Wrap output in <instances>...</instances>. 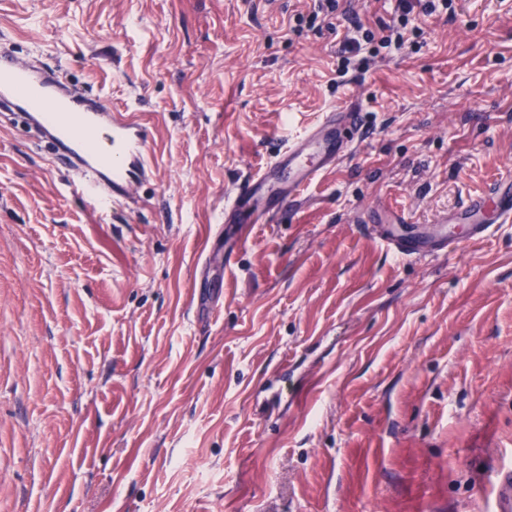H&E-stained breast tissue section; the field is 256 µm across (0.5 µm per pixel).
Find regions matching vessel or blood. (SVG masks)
Masks as SVG:
<instances>
[{
	"mask_svg": "<svg viewBox=\"0 0 512 512\" xmlns=\"http://www.w3.org/2000/svg\"><path fill=\"white\" fill-rule=\"evenodd\" d=\"M0 109L20 113L57 149V157L73 171L72 186L88 204L106 205L125 198L132 171H144L150 130L136 115L115 116L97 98L64 90L54 73L0 51ZM361 112L352 107L325 113L316 122L288 135L278 153L237 184L224 200L228 224H262L300 197L326 171L336 168L354 145ZM468 224L471 239L489 235L494 225L512 223V173L487 194L473 198L455 216ZM407 219L393 214L377 224L382 245L406 259L455 251L444 228L416 235L401 231ZM494 512H512V471L495 477Z\"/></svg>",
	"mask_w": 512,
	"mask_h": 512,
	"instance_id": "1",
	"label": "vessel or blood"
}]
</instances>
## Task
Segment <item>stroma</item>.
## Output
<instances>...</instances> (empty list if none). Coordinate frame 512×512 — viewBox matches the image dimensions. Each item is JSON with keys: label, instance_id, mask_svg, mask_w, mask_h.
<instances>
[{"label": "stroma", "instance_id": "35a3bbf8", "mask_svg": "<svg viewBox=\"0 0 512 512\" xmlns=\"http://www.w3.org/2000/svg\"><path fill=\"white\" fill-rule=\"evenodd\" d=\"M310 4L0 0L1 46L153 131L98 212L0 116V512H493L512 223L408 260L365 213L419 231L512 171V0L344 76ZM350 105L352 153L290 219L224 234L233 185Z\"/></svg>", "mask_w": 512, "mask_h": 512}]
</instances>
